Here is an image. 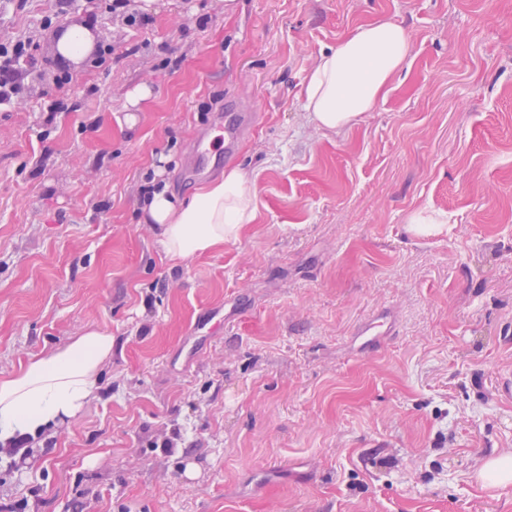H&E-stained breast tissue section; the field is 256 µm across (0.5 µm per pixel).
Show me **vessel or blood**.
<instances>
[{
	"label": "vessel or blood",
	"instance_id": "vessel-or-blood-1",
	"mask_svg": "<svg viewBox=\"0 0 512 512\" xmlns=\"http://www.w3.org/2000/svg\"><path fill=\"white\" fill-rule=\"evenodd\" d=\"M258 124V115L252 111L236 113L232 121L216 119L213 126L202 133L193 145V163L185 172L186 179L192 180L205 174L204 159L210 153L223 154L225 160H232L239 144Z\"/></svg>",
	"mask_w": 512,
	"mask_h": 512
}]
</instances>
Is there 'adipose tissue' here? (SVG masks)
<instances>
[{"mask_svg": "<svg viewBox=\"0 0 512 512\" xmlns=\"http://www.w3.org/2000/svg\"><path fill=\"white\" fill-rule=\"evenodd\" d=\"M90 25L76 23L55 40L57 55L80 64L92 55ZM407 30L392 21L357 28L321 54L307 77L305 108L319 128L339 132L371 110L390 91L409 62ZM256 180L248 170H226L191 198L177 199L167 186L155 187L142 207L147 223L158 225V244L170 260L185 262L223 249L257 218ZM112 357V333L90 328L68 344L30 359L13 376L0 378V445L36 440L52 425L72 418L95 393L103 364Z\"/></svg>", "mask_w": 512, "mask_h": 512, "instance_id": "adipose-tissue-1", "label": "adipose tissue"}]
</instances>
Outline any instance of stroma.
Returning <instances> with one entry per match:
<instances>
[{
    "mask_svg": "<svg viewBox=\"0 0 512 512\" xmlns=\"http://www.w3.org/2000/svg\"><path fill=\"white\" fill-rule=\"evenodd\" d=\"M150 16L0 5V39L31 38L38 60L0 107V377L112 333L100 392L29 469L0 455V508L512 512V486L477 476L512 454V0H155ZM87 20L113 50L99 67L53 50ZM380 20L409 31L408 67L357 125L320 129L308 74ZM51 99L67 111L48 117ZM232 104L261 114L233 161L258 218L173 264L139 187L158 172L189 198L190 147ZM424 209L447 224L410 231ZM379 315L388 334L363 345Z\"/></svg>",
    "mask_w": 512,
    "mask_h": 512,
    "instance_id": "1",
    "label": "stroma"
}]
</instances>
